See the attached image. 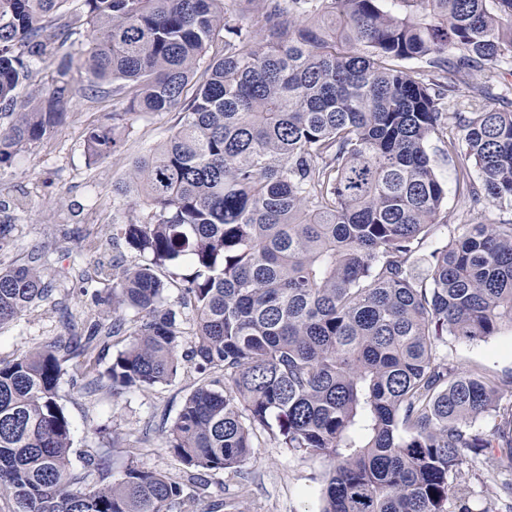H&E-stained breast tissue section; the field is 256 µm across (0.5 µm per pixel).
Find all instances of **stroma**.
<instances>
[{"mask_svg": "<svg viewBox=\"0 0 512 512\" xmlns=\"http://www.w3.org/2000/svg\"><path fill=\"white\" fill-rule=\"evenodd\" d=\"M88 28H81L73 42L56 48L52 58L39 64L31 80L19 90L20 102L34 93H49L67 83L69 98L66 118L49 136L24 145L10 165L0 168V224L11 231L0 238V264H21L31 247L49 252L57 291L53 302L40 304L19 320L0 326V362L16 360L34 347L53 340L65 329L89 335L93 326H111L115 315L105 300L112 292V281L100 272L101 264L111 263L116 250L112 227L125 223L128 212L115 198V184L130 181L132 161L164 141L174 130L177 113H143L134 116L117 152L103 161L90 162L84 138L88 127L100 123L116 107L111 85L100 88L96 97L83 91L85 83L77 72L60 78L62 56L87 47ZM437 172L448 188L443 212L448 224L433 238V246L446 245L462 234L466 225L480 221L499 224L512 221V210L486 206L471 208L456 185L457 157L446 146L433 141ZM98 243L96 252L84 251L86 241ZM440 352L462 370H476L499 379L512 378V331L477 341L445 336ZM82 355L71 354L64 364L60 403L73 433L72 460L82 467L85 459L108 453L113 475H120L128 464L162 473L185 485L181 512H212L215 502L236 499L244 512H320L321 488L327 463L319 458L291 452L279 446L272 434L258 432L252 455L245 468L249 479L238 483L230 475L210 476L209 487L198 492L186 485L184 465L165 446L166 427L176 418L185 397L200 382L191 364H184L175 379L145 390L120 393L102 389L81 394L71 381L86 372ZM122 432L124 438L105 447L101 429ZM482 481L460 485L449 504V512L468 507L481 512L494 487L486 476L511 470L499 453L476 456Z\"/></svg>", "mask_w": 512, "mask_h": 512, "instance_id": "35a3bbf8", "label": "stroma"}]
</instances>
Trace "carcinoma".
I'll return each instance as SVG.
<instances>
[{
  "label": "carcinoma",
  "mask_w": 512,
  "mask_h": 512,
  "mask_svg": "<svg viewBox=\"0 0 512 512\" xmlns=\"http://www.w3.org/2000/svg\"><path fill=\"white\" fill-rule=\"evenodd\" d=\"M67 0H0V167L66 116V88L16 112L15 90L56 43ZM82 0L91 40L62 63L119 108L88 129L90 160L109 157L129 117L179 113L174 133L113 192L143 198L112 225L143 262L113 277L112 310L132 339L94 393L170 382L185 354L207 375L167 429L188 480L240 481L259 430L329 463L321 512H448L466 454L512 463L503 383L449 364L443 333L473 341L512 328V222L471 224L428 249L447 197L430 149L448 128L449 74L512 58V0ZM458 188L474 208L512 210V111L454 113ZM45 248L0 266V325L52 299ZM98 332H72L0 363V495L16 512H173L183 484L109 459L83 470L58 403L63 363L96 359ZM481 512H512V477Z\"/></svg>",
  "instance_id": "carcinoma-1"
}]
</instances>
